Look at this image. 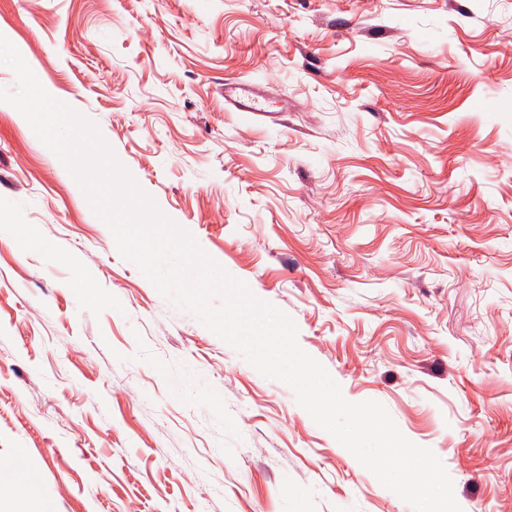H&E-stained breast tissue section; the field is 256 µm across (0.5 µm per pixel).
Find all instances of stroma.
<instances>
[{"instance_id": "stroma-1", "label": "stroma", "mask_w": 512, "mask_h": 512, "mask_svg": "<svg viewBox=\"0 0 512 512\" xmlns=\"http://www.w3.org/2000/svg\"><path fill=\"white\" fill-rule=\"evenodd\" d=\"M0 34L348 401L434 451L462 512H512V0H0ZM234 78L287 111L243 118ZM18 451L53 512H413L123 259L0 103Z\"/></svg>"}]
</instances>
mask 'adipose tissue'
<instances>
[{"label":"adipose tissue","mask_w":512,"mask_h":512,"mask_svg":"<svg viewBox=\"0 0 512 512\" xmlns=\"http://www.w3.org/2000/svg\"><path fill=\"white\" fill-rule=\"evenodd\" d=\"M16 500L20 512H52L39 471L25 453H16L10 460L0 463V496Z\"/></svg>","instance_id":"1"}]
</instances>
